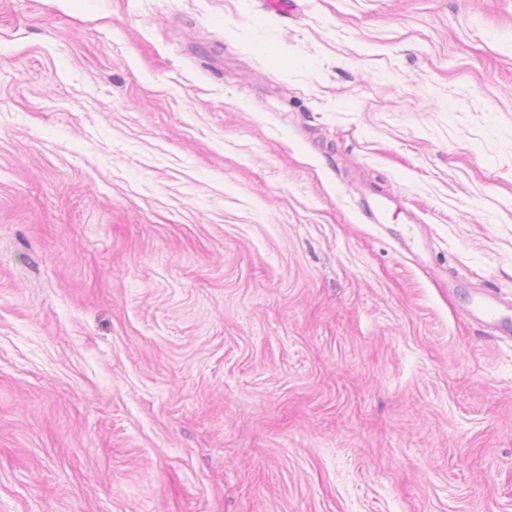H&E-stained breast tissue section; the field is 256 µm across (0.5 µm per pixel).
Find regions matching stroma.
<instances>
[{"label":"stroma","instance_id":"1","mask_svg":"<svg viewBox=\"0 0 512 512\" xmlns=\"http://www.w3.org/2000/svg\"><path fill=\"white\" fill-rule=\"evenodd\" d=\"M482 291L512 0H0V512H512Z\"/></svg>","mask_w":512,"mask_h":512}]
</instances>
